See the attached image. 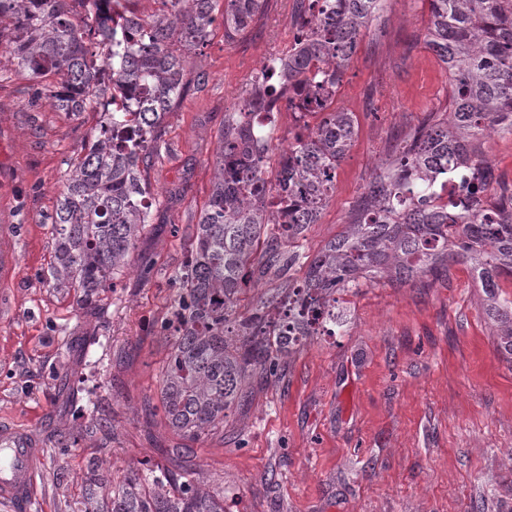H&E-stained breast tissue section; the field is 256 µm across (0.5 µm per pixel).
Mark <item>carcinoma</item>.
<instances>
[{"label": "carcinoma", "instance_id": "carcinoma-1", "mask_svg": "<svg viewBox=\"0 0 512 512\" xmlns=\"http://www.w3.org/2000/svg\"><path fill=\"white\" fill-rule=\"evenodd\" d=\"M88 2L84 26L71 3ZM135 0H0V38L9 30L13 59L38 77L60 112H85L106 99L104 118L66 174L48 280L76 291L81 310L114 286L136 240L150 223L145 173L162 121L185 88L190 54L224 26L243 32L264 0H164L146 21ZM292 47L255 76L248 100L224 117L206 209L189 239L177 277L178 298L162 326L172 348L160 397L169 426L188 438L224 428L255 378L277 375L300 338L295 325H336V294L385 280L405 286L466 265L483 294L499 347L512 359V191L497 182L482 138L512 135V0H428L424 43L443 65L450 111L428 120L385 160L351 211L343 231L307 258L304 276L290 270V247L315 224L336 190V170L356 135L353 114L333 96L360 37L382 17L385 0H295ZM306 91L304 115L315 120L279 153L268 178L271 138L254 132L259 105L272 112ZM456 182L457 195L439 189ZM275 268L282 280L245 314L240 294ZM84 512H224L205 484L158 466L116 481L103 460L83 478Z\"/></svg>", "mask_w": 512, "mask_h": 512}]
</instances>
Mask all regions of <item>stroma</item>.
<instances>
[{
    "label": "stroma",
    "mask_w": 512,
    "mask_h": 512,
    "mask_svg": "<svg viewBox=\"0 0 512 512\" xmlns=\"http://www.w3.org/2000/svg\"><path fill=\"white\" fill-rule=\"evenodd\" d=\"M293 9L264 0L234 40L216 27L193 55L148 172L151 221L90 314L44 275L60 186L103 113L36 99L53 76L16 71L0 44V225L21 230L0 287V426L30 427L42 443L29 512H79L95 457L119 474L181 459L224 512H512V361L461 264L436 280L338 294L335 335L311 337L278 376L255 379L223 430L191 440L164 417L161 325L208 202L224 116L291 45ZM428 23L427 0H388L361 39L335 97L357 137L299 254L335 238L378 166L445 110L448 77L423 44ZM97 412L110 431L89 433ZM76 431L83 439L65 450L46 440Z\"/></svg>",
    "instance_id": "35a3bbf8"
}]
</instances>
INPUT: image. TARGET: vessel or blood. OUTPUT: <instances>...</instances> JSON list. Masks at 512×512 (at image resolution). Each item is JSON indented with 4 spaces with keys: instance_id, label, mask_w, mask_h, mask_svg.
Segmentation results:
<instances>
[{
    "instance_id": "vessel-or-blood-1",
    "label": "vessel or blood",
    "mask_w": 512,
    "mask_h": 512,
    "mask_svg": "<svg viewBox=\"0 0 512 512\" xmlns=\"http://www.w3.org/2000/svg\"><path fill=\"white\" fill-rule=\"evenodd\" d=\"M12 225L0 226V282L12 275L16 256L9 246ZM42 450L35 438L19 428L0 429V502L12 512L27 507L34 496V474Z\"/></svg>"
}]
</instances>
